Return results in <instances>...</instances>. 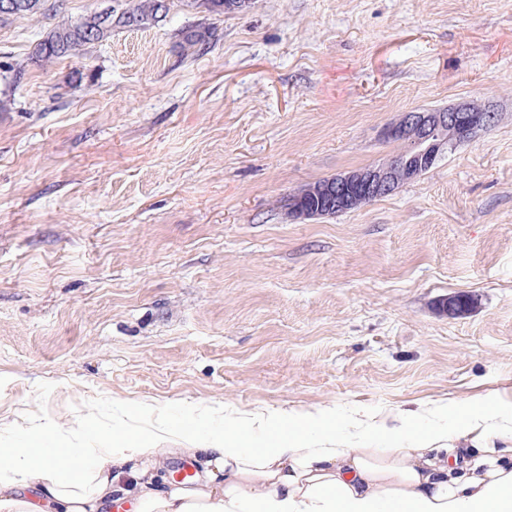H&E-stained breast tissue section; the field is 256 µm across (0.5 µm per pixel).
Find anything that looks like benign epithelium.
<instances>
[{"label": "benign epithelium", "mask_w": 512, "mask_h": 512, "mask_svg": "<svg viewBox=\"0 0 512 512\" xmlns=\"http://www.w3.org/2000/svg\"><path fill=\"white\" fill-rule=\"evenodd\" d=\"M498 121V113L486 106L470 103L430 110L404 112L387 124L382 131L386 140H398L405 150L389 156L383 162L339 174L316 182L293 199L289 212L296 218L334 216L358 208L377 199L388 197L420 169L432 164L446 152L473 141L479 132ZM471 297L455 294L439 302V310L450 317L467 311Z\"/></svg>", "instance_id": "1"}]
</instances>
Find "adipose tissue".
Wrapping results in <instances>:
<instances>
[{"label": "adipose tissue", "mask_w": 512, "mask_h": 512, "mask_svg": "<svg viewBox=\"0 0 512 512\" xmlns=\"http://www.w3.org/2000/svg\"><path fill=\"white\" fill-rule=\"evenodd\" d=\"M448 416L455 428L410 412L397 426L357 412L227 420L191 448L206 474L165 490L152 472L168 451L153 431L85 422L88 448L49 424L0 447V512H101L116 491L135 512H512V404L452 406ZM360 427L368 445L352 439ZM491 437L507 447H482Z\"/></svg>", "instance_id": "obj_1"}]
</instances>
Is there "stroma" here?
Listing matches in <instances>:
<instances>
[{
    "label": "stroma",
    "mask_w": 512,
    "mask_h": 512,
    "mask_svg": "<svg viewBox=\"0 0 512 512\" xmlns=\"http://www.w3.org/2000/svg\"><path fill=\"white\" fill-rule=\"evenodd\" d=\"M136 2L0 20V435L127 406L171 450L163 485L204 466L185 413L392 425L512 402V0H168L38 56L56 25ZM461 103L499 120L392 196L289 216L396 151L401 113ZM458 293L472 309L441 313ZM165 0H141L132 10L112 19V14H91L78 22L52 28L37 45V53L44 59H61L72 55L79 47L106 40L112 28H139L148 21L156 20L169 10Z\"/></svg>",
    "instance_id": "obj_1"
}]
</instances>
